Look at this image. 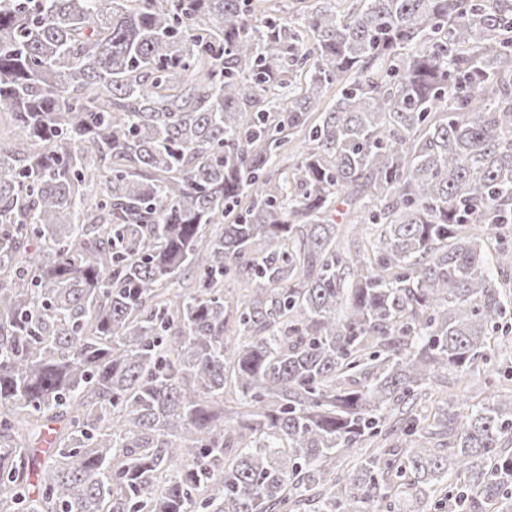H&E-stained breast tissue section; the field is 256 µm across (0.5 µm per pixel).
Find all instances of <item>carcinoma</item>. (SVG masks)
<instances>
[{"instance_id": "obj_1", "label": "carcinoma", "mask_w": 512, "mask_h": 512, "mask_svg": "<svg viewBox=\"0 0 512 512\" xmlns=\"http://www.w3.org/2000/svg\"><path fill=\"white\" fill-rule=\"evenodd\" d=\"M250 2L0 0V512H512V0ZM307 0H253L252 5L255 17L263 20L269 16L285 15L295 13L301 7L307 6Z\"/></svg>"}]
</instances>
